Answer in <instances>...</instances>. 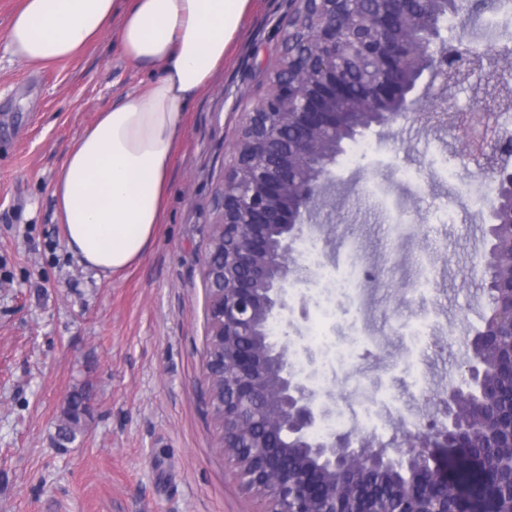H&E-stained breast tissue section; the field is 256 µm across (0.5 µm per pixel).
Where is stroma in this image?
Masks as SVG:
<instances>
[{
    "mask_svg": "<svg viewBox=\"0 0 512 512\" xmlns=\"http://www.w3.org/2000/svg\"><path fill=\"white\" fill-rule=\"evenodd\" d=\"M0 0V512H254L216 446L203 372L207 295L202 257L217 221L215 191L234 156L243 112L282 50L284 0H256L229 64L189 103L170 173L166 216L144 257L98 277L65 245L51 185L82 129L153 75L115 33L81 55L30 70L10 61ZM512 21L499 0H466L444 30L484 70H512V41L482 40L480 21ZM421 112L372 127L370 149L339 156L313 267L289 290L276 339L305 362L319 401L368 408L357 433L390 441L414 417L441 418L479 327L492 200L462 151L456 113ZM353 239L379 262L366 294L337 293ZM92 394L84 432L57 445L70 393Z\"/></svg>",
    "mask_w": 512,
    "mask_h": 512,
    "instance_id": "obj_1",
    "label": "stroma"
}]
</instances>
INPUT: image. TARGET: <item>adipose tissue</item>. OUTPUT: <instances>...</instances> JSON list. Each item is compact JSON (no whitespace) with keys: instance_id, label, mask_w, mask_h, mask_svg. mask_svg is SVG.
<instances>
[{"instance_id":"1","label":"adipose tissue","mask_w":512,"mask_h":512,"mask_svg":"<svg viewBox=\"0 0 512 512\" xmlns=\"http://www.w3.org/2000/svg\"><path fill=\"white\" fill-rule=\"evenodd\" d=\"M252 0H23L7 51L30 68L77 56L116 32L124 55L159 70L145 91L97 114L51 186L65 242L89 270L138 262L163 223L188 103L223 68Z\"/></svg>"}]
</instances>
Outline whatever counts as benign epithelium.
<instances>
[{"mask_svg":"<svg viewBox=\"0 0 512 512\" xmlns=\"http://www.w3.org/2000/svg\"><path fill=\"white\" fill-rule=\"evenodd\" d=\"M460 8L461 0L287 2L288 50L265 94L244 108L203 260L217 348L205 377H223L222 448L255 512H512V454L467 462L478 478L496 472L494 484L477 490L448 477L434 452L464 447L475 423L461 410L488 393L489 374L512 369V304L493 305L492 334L477 337L495 347V360L468 359L470 383L448 387V423L406 432L389 449L349 433L313 437L329 411L266 331L289 309L296 243L311 213L329 206L325 191L336 183L343 143L415 112L423 75L443 88L457 75L462 60L436 17ZM458 111L468 114L469 145L483 142L491 105ZM495 263L511 272L512 295V243Z\"/></svg>","mask_w":512,"mask_h":512,"instance_id":"7a95c632","label":"benign epithelium"}]
</instances>
